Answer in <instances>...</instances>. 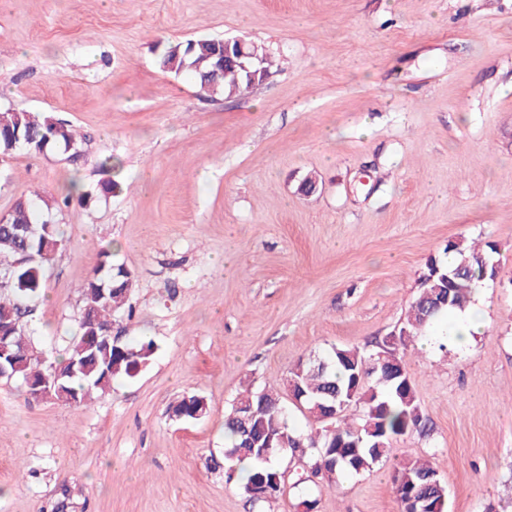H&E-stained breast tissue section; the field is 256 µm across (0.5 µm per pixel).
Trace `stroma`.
Returning a JSON list of instances; mask_svg holds the SVG:
<instances>
[{
    "mask_svg": "<svg viewBox=\"0 0 512 512\" xmlns=\"http://www.w3.org/2000/svg\"><path fill=\"white\" fill-rule=\"evenodd\" d=\"M240 35L276 62L247 94L159 65L167 43ZM0 110L81 139L75 162L0 153V215L26 199L67 233L23 322L36 351L60 359L106 250L133 275L115 332L155 343L78 408L0 379V512H306L291 453L275 502L226 483L227 409L312 353L377 350L452 239L496 243L498 274L468 347L445 317L405 356L430 437L313 512H399V457L433 463L448 512H512V0H0ZM73 182L92 199L61 205ZM192 394L206 415L173 417Z\"/></svg>",
    "mask_w": 512,
    "mask_h": 512,
    "instance_id": "stroma-1",
    "label": "stroma"
}]
</instances>
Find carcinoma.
<instances>
[{
  "label": "carcinoma",
  "instance_id": "1",
  "mask_svg": "<svg viewBox=\"0 0 512 512\" xmlns=\"http://www.w3.org/2000/svg\"><path fill=\"white\" fill-rule=\"evenodd\" d=\"M212 45L208 39L187 40L168 44L161 56L162 67L170 73L192 74L198 83L212 70ZM251 81L238 67L227 66L217 78L211 93L225 96L240 95L250 89ZM19 133L21 141L16 148L29 154L40 155L48 150L78 149V137L73 126L65 121L38 112H0V151L11 150L8 135ZM31 225L42 228L45 222L37 219L32 206L24 200L15 203L11 212L0 217V322L15 324L11 336L14 351L21 353L18 368L13 376L22 380L39 379L54 369L63 374L69 362H82L83 370L73 377H66L64 385L72 393V405L80 407L96 394L111 390L112 382L119 378H133L154 351V342L140 340L135 344L123 341L120 348L96 354L81 351L83 336L92 325L113 324L114 313L123 309L128 300L127 289L133 285L131 273H122L123 267L112 263V252L106 251L93 270L84 291L83 310L89 311L94 323L79 318L76 334L71 338L65 356L53 367H48L31 349L30 339L24 335L21 321L34 309L42 296V268L48 259L39 264L21 261L24 251L42 249L41 236L23 243L15 235L18 226ZM487 252L471 249L464 240L448 241L446 253L451 260L442 262L431 259L425 274L433 279L424 284L412 302L397 343L374 353L357 347L335 348L322 356L328 363L324 370L319 361L307 359L295 365L290 379L300 384L305 397L302 415L315 430L299 433L294 428L283 396L275 390L264 393L248 391L239 396L228 410L225 423L224 476L231 482L239 474L240 489L252 502H269L279 497L276 482L282 473L275 465L276 455L262 456L256 444L271 433L282 434L287 448L299 451L307 469L296 474L294 487L309 490L311 477L329 483L343 474H360L390 456L392 443L399 437L414 432L428 435L429 427L415 394V387L408 375L390 376L388 370L404 364L405 351L423 331L440 315L463 310L470 303L476 284L481 281L483 269L480 259L496 252V245L486 243ZM454 278L453 289H448L445 276ZM116 278L118 290L109 299L99 300L92 283L101 277ZM451 293L450 303L439 309L435 304L445 293ZM339 395L346 403L333 422L323 420L319 403L331 394ZM359 409L360 421L348 414L351 408ZM199 409L197 396H185L172 410L181 419H192ZM394 486L401 512H406V496L422 499L426 512H448V490L437 468L420 459L403 458L394 470Z\"/></svg>",
  "mask_w": 512,
  "mask_h": 512
}]
</instances>
